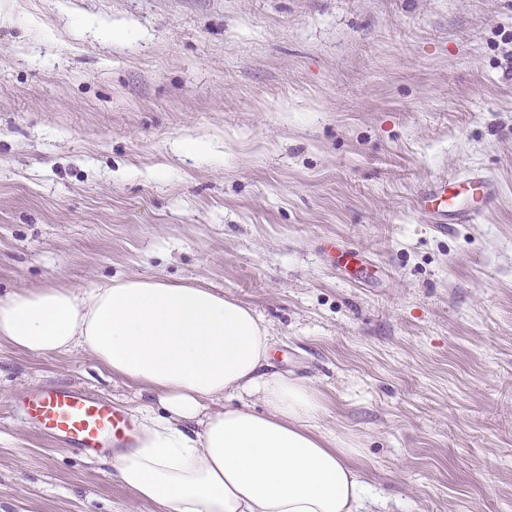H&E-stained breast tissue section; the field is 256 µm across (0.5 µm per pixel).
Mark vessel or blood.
Segmentation results:
<instances>
[{
  "instance_id": "obj_1",
  "label": "vessel or blood",
  "mask_w": 512,
  "mask_h": 512,
  "mask_svg": "<svg viewBox=\"0 0 512 512\" xmlns=\"http://www.w3.org/2000/svg\"><path fill=\"white\" fill-rule=\"evenodd\" d=\"M498 201V187L483 170L435 179L417 193L419 217L446 231L451 224H473ZM20 410L57 443L59 448L90 453L100 448H131L134 427L126 414L106 400L68 384L29 392Z\"/></svg>"
}]
</instances>
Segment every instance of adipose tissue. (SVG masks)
<instances>
[{
    "instance_id": "adipose-tissue-1",
    "label": "adipose tissue",
    "mask_w": 512,
    "mask_h": 512,
    "mask_svg": "<svg viewBox=\"0 0 512 512\" xmlns=\"http://www.w3.org/2000/svg\"><path fill=\"white\" fill-rule=\"evenodd\" d=\"M0 341L37 354L81 349L162 406L138 410L140 438L112 478L163 512H362L360 450L321 431L304 380L268 369L254 311L209 288L128 276L0 298ZM259 396L266 410L249 403ZM237 398L233 408L224 398ZM219 410H212V403Z\"/></svg>"
}]
</instances>
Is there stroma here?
Here are the masks:
<instances>
[{
	"mask_svg": "<svg viewBox=\"0 0 512 512\" xmlns=\"http://www.w3.org/2000/svg\"><path fill=\"white\" fill-rule=\"evenodd\" d=\"M484 169L438 232L428 181ZM127 275L248 305L365 512H512V0H0V296ZM89 354L0 341V507L160 512L17 413ZM498 201L495 181L481 169L461 176L435 179L417 193L414 206L419 218L441 232L446 224H474Z\"/></svg>",
	"mask_w": 512,
	"mask_h": 512,
	"instance_id": "35a3bbf8",
	"label": "stroma"
}]
</instances>
